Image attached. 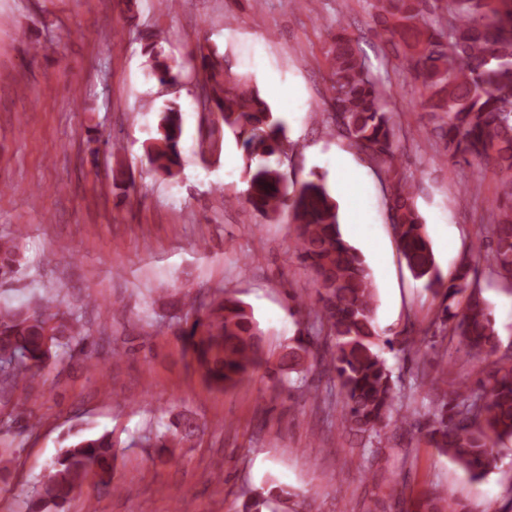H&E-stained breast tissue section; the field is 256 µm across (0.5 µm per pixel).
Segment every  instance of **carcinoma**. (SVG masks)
<instances>
[{
    "label": "carcinoma",
    "instance_id": "carcinoma-1",
    "mask_svg": "<svg viewBox=\"0 0 512 512\" xmlns=\"http://www.w3.org/2000/svg\"><path fill=\"white\" fill-rule=\"evenodd\" d=\"M384 24L383 41L404 73L422 90L434 132L452 158L484 160L499 175L496 223L486 228L485 262L490 274L512 279V0H369ZM149 74L175 83L179 72L146 38ZM328 68V120L352 145L367 153L392 182L389 211L399 251L414 279L442 298L432 337L457 341L456 351L489 360L484 378L453 396L431 382L432 406L421 427L428 445L451 458L472 479L496 467L494 448L512 439V350H501L495 318L470 261L459 264L445 284L435 261L412 186L397 166L396 125L382 80L361 56L357 42L337 26L324 52ZM194 60L202 74L199 104L217 124L200 135L202 153L221 154L231 134L247 159V197L267 220L295 225V248L317 286L306 344L289 351L292 364L312 355L319 373L344 395L341 420L355 434L372 435L400 423L405 394L377 350L376 295L370 267L343 238L340 206L321 178L288 185L270 158L286 152L283 123L250 84L231 70L224 55L207 44ZM181 111L171 102L161 112L158 133L147 149L150 164L172 176L181 165ZM16 239L0 238V282L19 271ZM204 380L230 389L269 366L263 331L243 303L226 298L206 307L182 332ZM87 339L81 319L52 302L0 309V382H32L58 351ZM112 434L72 439L53 459L28 512H63L75 489L94 477L112 480ZM417 512H458L457 504L433 496Z\"/></svg>",
    "mask_w": 512,
    "mask_h": 512
}]
</instances>
